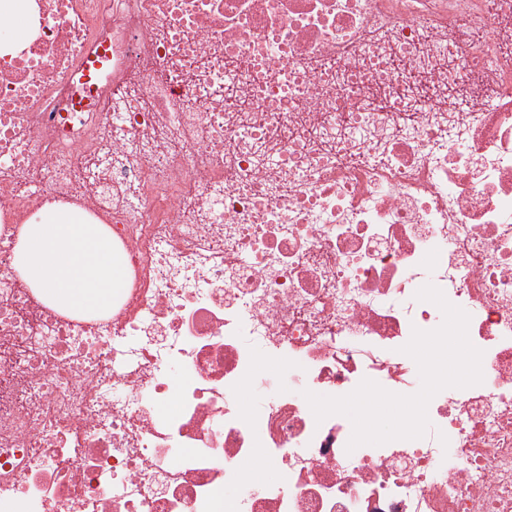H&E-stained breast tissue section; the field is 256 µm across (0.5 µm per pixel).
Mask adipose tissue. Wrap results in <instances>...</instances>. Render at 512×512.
<instances>
[{"label":"adipose tissue","mask_w":512,"mask_h":512,"mask_svg":"<svg viewBox=\"0 0 512 512\" xmlns=\"http://www.w3.org/2000/svg\"><path fill=\"white\" fill-rule=\"evenodd\" d=\"M15 270L40 300L77 316L111 310L126 285L111 238L69 205L45 206L23 224Z\"/></svg>","instance_id":"obj_1"}]
</instances>
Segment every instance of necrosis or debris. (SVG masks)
<instances>
[{"mask_svg": "<svg viewBox=\"0 0 512 512\" xmlns=\"http://www.w3.org/2000/svg\"><path fill=\"white\" fill-rule=\"evenodd\" d=\"M29 2L0 48V512H512V0ZM48 203L124 253L110 316L16 275ZM428 283L484 381L347 451L302 392H416Z\"/></svg>", "mask_w": 512, "mask_h": 512, "instance_id": "obj_1", "label": "necrosis or debris"}]
</instances>
